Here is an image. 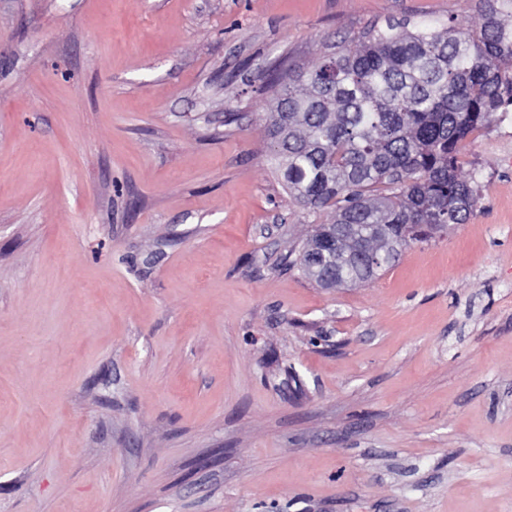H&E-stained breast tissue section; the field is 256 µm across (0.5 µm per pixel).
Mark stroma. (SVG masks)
<instances>
[{"label":"stroma","mask_w":512,"mask_h":512,"mask_svg":"<svg viewBox=\"0 0 512 512\" xmlns=\"http://www.w3.org/2000/svg\"><path fill=\"white\" fill-rule=\"evenodd\" d=\"M469 0H0V512H512V169L364 286L289 265L280 64Z\"/></svg>","instance_id":"35a3bbf8"}]
</instances>
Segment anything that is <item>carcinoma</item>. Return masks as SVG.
Segmentation results:
<instances>
[{
    "label": "carcinoma",
    "instance_id": "carcinoma-1",
    "mask_svg": "<svg viewBox=\"0 0 512 512\" xmlns=\"http://www.w3.org/2000/svg\"><path fill=\"white\" fill-rule=\"evenodd\" d=\"M467 30L387 23L273 80L265 133L288 193L314 226L303 273L328 288L375 280L429 234L463 224L479 196L457 165L468 136L512 105V0H476Z\"/></svg>",
    "mask_w": 512,
    "mask_h": 512
}]
</instances>
